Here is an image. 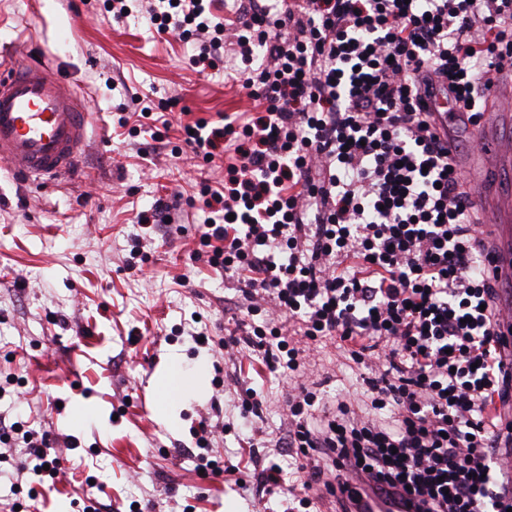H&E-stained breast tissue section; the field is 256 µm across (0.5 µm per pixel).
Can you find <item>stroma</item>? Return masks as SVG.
Here are the masks:
<instances>
[{"label": "stroma", "instance_id": "stroma-1", "mask_svg": "<svg viewBox=\"0 0 512 512\" xmlns=\"http://www.w3.org/2000/svg\"><path fill=\"white\" fill-rule=\"evenodd\" d=\"M5 59L53 69L81 98L89 123L78 162L43 185L0 166V512H84L89 499L112 512H286L261 473L291 390L259 360L229 359L227 340L244 318L225 303L224 273L193 262L205 207L203 180L223 170L156 154L152 133L177 142L182 124L243 112L250 102L223 74L197 72L191 46L131 17L113 22L104 0H0ZM180 96L167 121L133 137L117 113ZM175 202L179 228H140L156 199ZM205 333L208 347L192 336ZM194 376L164 397L171 366ZM318 388L362 401L359 370L334 342L310 361ZM249 388L258 412L245 413ZM222 425L198 469L196 431ZM261 447L242 442L245 427ZM47 433L52 479L17 476L23 435Z\"/></svg>", "mask_w": 512, "mask_h": 512}]
</instances>
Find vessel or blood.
<instances>
[{
	"label": "vessel or blood",
	"instance_id": "1",
	"mask_svg": "<svg viewBox=\"0 0 512 512\" xmlns=\"http://www.w3.org/2000/svg\"><path fill=\"white\" fill-rule=\"evenodd\" d=\"M492 112L479 125L462 112L446 113L441 133L448 142L464 135L477 139L472 153L455 161L463 188L487 222L483 275L501 282L496 304L498 333L506 363H512V80L489 92ZM89 114L81 100L43 66L0 70V164L32 181L68 173L82 148ZM346 512H414L412 504L390 509L371 484L345 499Z\"/></svg>",
	"mask_w": 512,
	"mask_h": 512
}]
</instances>
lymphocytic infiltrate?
<instances>
[{"mask_svg":"<svg viewBox=\"0 0 512 512\" xmlns=\"http://www.w3.org/2000/svg\"><path fill=\"white\" fill-rule=\"evenodd\" d=\"M107 2L193 44L191 67L235 71L254 103L182 143L224 165L199 191L200 243L243 287L245 347L298 381L264 485L296 448L304 512L314 485L354 498L361 478L418 512H507L496 287L424 99L442 88L479 124L512 69V0H236L221 17L212 0ZM323 339L361 366L364 412L303 383Z\"/></svg>","mask_w":512,"mask_h":512,"instance_id":"obj_1","label":"lymphocytic infiltrate"}]
</instances>
